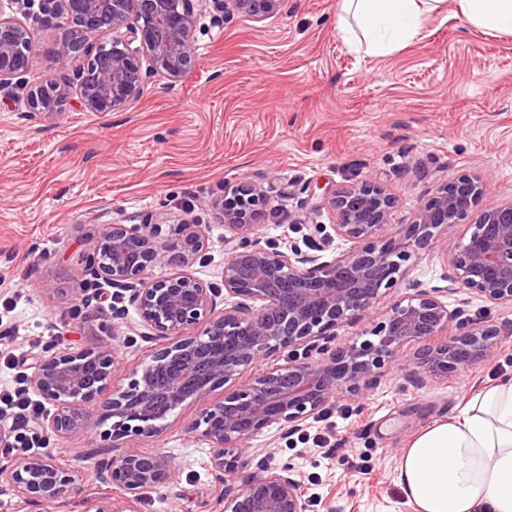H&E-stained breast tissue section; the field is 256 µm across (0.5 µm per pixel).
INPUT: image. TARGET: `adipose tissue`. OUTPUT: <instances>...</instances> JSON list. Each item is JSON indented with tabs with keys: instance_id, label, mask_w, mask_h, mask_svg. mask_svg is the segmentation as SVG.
Instances as JSON below:
<instances>
[{
	"instance_id": "1",
	"label": "adipose tissue",
	"mask_w": 512,
	"mask_h": 512,
	"mask_svg": "<svg viewBox=\"0 0 512 512\" xmlns=\"http://www.w3.org/2000/svg\"><path fill=\"white\" fill-rule=\"evenodd\" d=\"M468 26L512 34V0H453ZM446 0H340L343 41L386 55L403 48ZM397 484L415 512H512V381L488 386L462 416L434 423L404 449Z\"/></svg>"
}]
</instances>
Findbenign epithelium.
<instances>
[{
  "label": "benign epithelium",
  "instance_id": "obj_1",
  "mask_svg": "<svg viewBox=\"0 0 512 512\" xmlns=\"http://www.w3.org/2000/svg\"><path fill=\"white\" fill-rule=\"evenodd\" d=\"M201 0H43L42 11L57 15L101 37L94 55L84 41L69 37L55 50L60 68L73 78L27 87L20 77L30 67L34 45L29 27L0 8V94L24 101L32 114L52 116L77 96L89 112H110L135 103L148 72L177 82L195 66L192 34ZM284 0H224V12L260 18L280 11ZM147 67H142V63ZM487 182L464 176L439 187L417 209L402 237L389 233L393 197L365 181L324 189L321 204L336 220V235L352 247L329 260L291 247L261 245L259 231L267 216L263 190L243 184L214 208L224 230V308L214 289L191 272L203 247L195 224H184L178 238L161 244L160 224H109L82 255L85 268L129 293L138 311L135 330L146 341L166 340L128 366V387L112 391L107 416L112 439L153 437L164 421L189 399L242 378L273 352L336 338V330L363 324L358 337L326 350L317 359L295 357L279 368L245 380L216 402L204 406L186 431L212 448L211 468L218 483L243 468L238 449L272 427L298 431L321 414L338 395L353 397L402 360L404 348L420 344L411 359L418 372L444 376L465 372L489 358L500 334L489 320L460 322L449 339L453 312L440 287L407 285L411 294L377 320L372 309L397 285L404 262L418 258L434 241L446 269L444 279L457 289L475 292L493 304L512 305V202L482 204ZM468 218L471 233L455 236ZM177 271L154 278L162 258ZM96 348L55 346L33 357L30 385L52 402L55 412L37 417L33 429L66 437L90 433L99 420L87 407L106 395L117 367L113 339ZM15 424L0 413V448L14 447ZM177 464L161 453L128 447L93 470L97 491L85 497V512H140L150 493L174 483ZM77 481L75 467L51 456L0 458V483L20 502L52 505ZM224 512H307L299 475L292 468L262 461L242 477L241 487L221 498Z\"/></svg>",
  "mask_w": 512,
  "mask_h": 512
}]
</instances>
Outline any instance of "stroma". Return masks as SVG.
Returning <instances> with one entry per match:
<instances>
[{"label":"stroma","mask_w":512,"mask_h":512,"mask_svg":"<svg viewBox=\"0 0 512 512\" xmlns=\"http://www.w3.org/2000/svg\"><path fill=\"white\" fill-rule=\"evenodd\" d=\"M0 8L32 33L26 83L62 79L54 49L64 25L35 4ZM193 40L196 66L182 82L152 74L139 101L112 112L71 104L26 120L24 103L0 96V384L29 373L32 356L54 343L87 349L111 337L120 363L111 385L124 388L128 365L152 350L130 328L113 336L116 321L130 325L137 311L79 259L108 224L159 223L166 240L179 225H198L204 247L191 271L220 291L224 225L212 203L246 182L273 210L260 231L264 245L289 242L306 253L318 246L327 257L350 243L319 206L325 186L379 183L396 201V227L464 175L487 181V202L512 201V34L463 25L448 5L405 47L370 56L341 39L336 0H286L260 19L206 5ZM297 215L306 223H294ZM402 272L376 315L406 283L441 285L443 263L426 250ZM443 300L457 321L500 326L490 358L446 378L389 367L360 398L333 399L300 433L272 428L249 440L241 449L248 471L266 455L292 467L308 512H414L396 483L404 448L459 415L485 386L512 380V306L459 290ZM223 394L219 386L187 401L160 434L131 439L179 463L172 488L151 493L140 512H222L210 448L185 426ZM93 412L102 422L92 434L54 437L47 447L86 478L104 458L112 426L102 404Z\"/></svg>","instance_id":"obj_1"}]
</instances>
